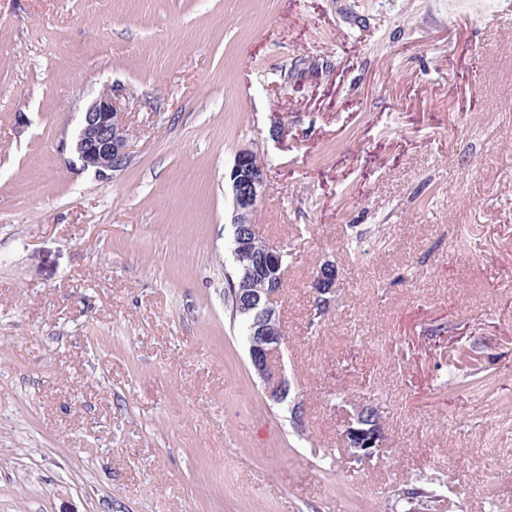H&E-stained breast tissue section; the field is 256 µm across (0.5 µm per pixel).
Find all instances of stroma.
Wrapping results in <instances>:
<instances>
[{"label": "stroma", "mask_w": 512, "mask_h": 512, "mask_svg": "<svg viewBox=\"0 0 512 512\" xmlns=\"http://www.w3.org/2000/svg\"><path fill=\"white\" fill-rule=\"evenodd\" d=\"M464 2L0 0V512H512V0ZM113 83L100 180L59 146ZM246 145L301 433L224 298ZM228 185L232 195L231 224H254L253 213L265 191V168L257 153L250 147L239 149L228 172ZM255 229V224H254ZM315 298L321 303H331L336 293V267L332 263H325L312 281ZM342 441L350 459L369 461L379 455L385 445V436L383 429L362 427L357 416L353 414L342 432ZM368 442H372V445H368Z\"/></svg>", "instance_id": "1"}]
</instances>
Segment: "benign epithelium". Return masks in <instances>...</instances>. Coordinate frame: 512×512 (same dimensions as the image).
<instances>
[{"label": "benign epithelium", "instance_id": "obj_1", "mask_svg": "<svg viewBox=\"0 0 512 512\" xmlns=\"http://www.w3.org/2000/svg\"><path fill=\"white\" fill-rule=\"evenodd\" d=\"M134 130L128 118V95L120 84L107 86L84 109L70 142L63 149L80 164V169L98 179H108L130 163ZM232 195L234 224L253 223V213L265 191V168L250 147L239 149L228 172ZM235 252L241 260L244 275L267 281L268 287L247 294L240 300L243 311L254 313L249 330L256 344L249 350L255 372L269 397L280 402L289 394L291 385L280 356L285 336L282 330L278 298L284 288L283 279L274 273L272 262L253 260L251 238L236 233ZM316 299L324 304L336 293V267L324 264L312 281ZM342 441L352 460L369 461L378 456L385 445L383 430L362 427L357 416H351L342 432Z\"/></svg>", "mask_w": 512, "mask_h": 512}]
</instances>
